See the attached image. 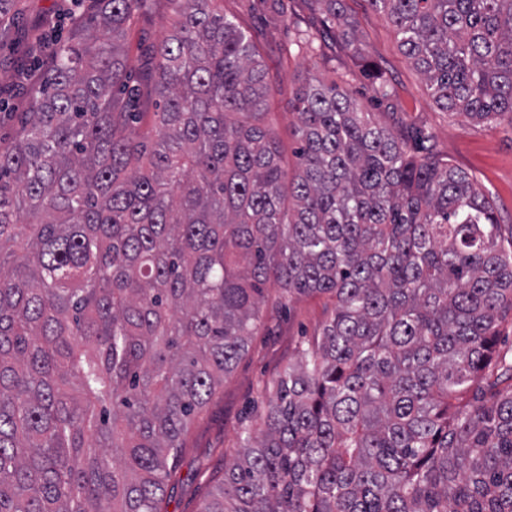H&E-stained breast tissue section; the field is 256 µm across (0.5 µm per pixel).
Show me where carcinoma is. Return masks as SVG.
<instances>
[{"instance_id": "cac0c4a2", "label": "carcinoma", "mask_w": 512, "mask_h": 512, "mask_svg": "<svg viewBox=\"0 0 512 512\" xmlns=\"http://www.w3.org/2000/svg\"><path fill=\"white\" fill-rule=\"evenodd\" d=\"M138 2L92 0L0 145V512H166L271 280L331 315L199 512H512V251L493 204L318 78L288 175L271 79L215 0H168L174 30L145 49L147 146L115 97L134 93ZM317 2L355 43L343 0ZM367 2L438 106L512 122V0Z\"/></svg>"}]
</instances>
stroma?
<instances>
[{"mask_svg": "<svg viewBox=\"0 0 512 512\" xmlns=\"http://www.w3.org/2000/svg\"><path fill=\"white\" fill-rule=\"evenodd\" d=\"M12 32L0 48V137L15 130L14 115L29 109V93L42 75L45 56H34L31 44L39 32L67 37L75 18L69 0H21ZM218 9L250 35L258 59L273 81L266 124L283 146V164L295 170L299 116L293 102L311 77L336 84L365 112L384 124L399 127L418 154L431 153L476 182L495 208L503 228L512 227V124H476L438 106L424 78L399 46L386 15L367 0H345V11L358 31L347 46L325 28L322 12L309 0H219ZM167 0H146L134 20L126 48L134 66L137 95L135 126L151 128L158 98L143 75L144 50L172 28ZM313 38L311 49H299L302 34ZM29 71L21 79L20 71ZM382 79L390 94L377 96L372 85ZM331 311L322 297H300L281 304L279 291L267 286L262 324L209 403L193 420L181 464L167 488V512H199L224 478V467L238 455V434L245 418H259L266 399L262 385L275 381L294 356L298 341L315 337Z\"/></svg>", "mask_w": 512, "mask_h": 512, "instance_id": "1", "label": "stroma"}]
</instances>
